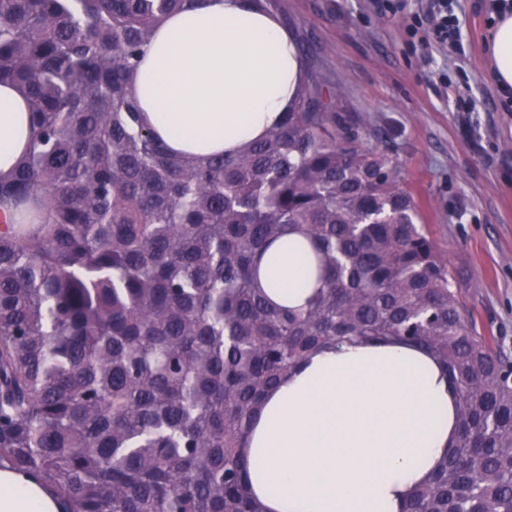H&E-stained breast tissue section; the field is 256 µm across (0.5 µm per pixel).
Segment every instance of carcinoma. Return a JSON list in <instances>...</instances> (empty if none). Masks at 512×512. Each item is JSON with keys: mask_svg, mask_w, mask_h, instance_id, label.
<instances>
[{"mask_svg": "<svg viewBox=\"0 0 512 512\" xmlns=\"http://www.w3.org/2000/svg\"><path fill=\"white\" fill-rule=\"evenodd\" d=\"M187 2L0 0V84L34 132L0 177V468L63 512H267L242 458L265 395L318 348L390 342L424 348L456 400L453 450L401 512H512V355L465 322L336 87L303 69L265 139L207 161L142 123L129 77ZM290 233L314 245L300 310L258 281Z\"/></svg>", "mask_w": 512, "mask_h": 512, "instance_id": "1", "label": "carcinoma"}]
</instances>
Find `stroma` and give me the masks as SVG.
Returning a JSON list of instances; mask_svg holds the SVG:
<instances>
[{
  "instance_id": "35a3bbf8",
  "label": "stroma",
  "mask_w": 512,
  "mask_h": 512,
  "mask_svg": "<svg viewBox=\"0 0 512 512\" xmlns=\"http://www.w3.org/2000/svg\"><path fill=\"white\" fill-rule=\"evenodd\" d=\"M289 32L409 187L461 285L462 313L512 353V102L489 76L490 0H448L460 39L426 28L431 0H279Z\"/></svg>"
}]
</instances>
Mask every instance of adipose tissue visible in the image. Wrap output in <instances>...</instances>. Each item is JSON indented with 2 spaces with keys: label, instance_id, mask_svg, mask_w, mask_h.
<instances>
[{
  "label": "adipose tissue",
  "instance_id": "ef3b65f1",
  "mask_svg": "<svg viewBox=\"0 0 512 512\" xmlns=\"http://www.w3.org/2000/svg\"><path fill=\"white\" fill-rule=\"evenodd\" d=\"M491 76L512 90V11L495 13ZM302 63L277 16L243 0H193L167 15L131 77L143 121L171 152L239 151L276 125ZM24 95L0 86V175L27 152ZM263 285L304 305L307 270L292 243L270 250ZM447 373L398 344L344 343L311 355L270 392L247 437L249 478L268 512H400L404 495L451 450ZM0 512H61L55 492L0 469Z\"/></svg>",
  "mask_w": 512,
  "mask_h": 512
}]
</instances>
